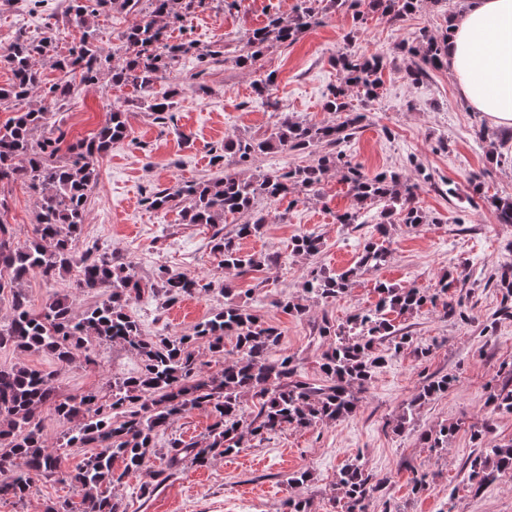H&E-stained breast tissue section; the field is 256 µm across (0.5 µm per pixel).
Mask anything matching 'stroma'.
<instances>
[{
	"label": "stroma",
	"mask_w": 512,
	"mask_h": 512,
	"mask_svg": "<svg viewBox=\"0 0 512 512\" xmlns=\"http://www.w3.org/2000/svg\"><path fill=\"white\" fill-rule=\"evenodd\" d=\"M296 0H242L228 11L223 0H208L206 8L188 17L179 39L204 47L220 41L224 57L219 63H202L187 57L175 67L166 83L179 91L171 119L157 122L151 112L138 107L137 92L113 86L109 76L81 86L58 118L68 140L91 138L112 103L126 105L128 135L99 160V176L91 187L80 252L91 248L121 256L142 280L166 265L211 282L209 291L174 302L144 294L131 302L129 312L147 336H184L196 324L224 306V269L212 251L213 226L181 223L178 212L154 210L145 199L152 192L172 188L186 180H203L218 173L211 157L225 138L234 134L270 132L283 111L310 123L340 122V114L325 112L323 104L342 81L333 59L338 53L382 56L379 95L365 101L351 93L353 111L366 115L364 126L345 144L344 151L367 174L396 170L415 185V204L426 223L390 225L379 237L376 224L382 204L362 210V223L341 224L337 215L352 209L353 200L340 172L323 180L318 196L295 191L293 206L285 203L258 208L268 216L260 236L240 242L243 251L276 253L277 267L237 277V302L279 329L280 348L293 357L299 375L311 382L322 378L320 357L329 343L318 334L323 324H345L357 311L373 308L375 286L384 281L401 288H425L439 277L466 273L468 280L452 294L463 317L444 316L441 307L425 306L394 323L411 333L432 353L418 359L411 351L379 349L385 363L376 370L353 417L309 428L290 427L243 444L237 453L217 457L204 467L187 464L173 472L156 489L140 491L141 477L133 475L107 488L125 512H283L291 499L306 501L308 512H336L337 485L342 469L363 464L382 478L367 512H512V470L498 474L481 492H473L464 468L476 444L470 425L486 428L487 441L512 443V414L496 411L488 402V384L502 362H512V317L495 319L506 296L497 273L512 265V224L498 223L492 198H512V149L503 150L505 129L487 115L467 106L447 69L432 71L423 82H413L416 64L404 44L419 32L440 35L463 0H426L419 11L392 22L380 16L324 8L318 25L304 31L287 47H274L257 61L255 69L237 63V45L252 29L264 26L274 14L290 15ZM66 0H0V50L18 35L42 37L53 30L58 53H66L78 31L65 18ZM273 75L278 109L263 105L253 93L255 73ZM484 130L476 139L475 130ZM313 153L276 152L256 156L248 165L225 159L223 167L240 169L250 177L272 170H289L313 163ZM432 181H424V174ZM479 176L482 195H475L471 176ZM7 220L16 240L32 234L38 197L22 184H12L6 194ZM287 213L280 221L279 213ZM301 234L320 238L319 254H294L291 242ZM383 239L389 250L387 263L353 278L345 295L322 301L307 298L303 282L313 267L342 272L354 266L365 242ZM76 276L69 273L52 281L30 275L23 288L28 308L40 312L50 294H68L77 310L97 304V297L79 292ZM299 303L302 313L277 308L276 300ZM495 324L487 332L486 324ZM95 360L83 355L62 364L48 352L22 353L0 348V365L24 363L31 369L52 372L60 397L95 393L104 396L112 379L139 375L140 357L119 344H97ZM454 378L448 391L413 405L412 399L433 375ZM411 409L412 426L393 432L391 423ZM213 418L195 409L185 413L159 435L148 467H166L170 439L193 442L207 436ZM457 430L446 448H430L423 431L444 425ZM305 471L303 485L288 481ZM424 477L423 492L413 480ZM80 502L79 487L54 480H36L23 501L0 497V512H44L47 504Z\"/></svg>",
	"instance_id": "obj_1"
}]
</instances>
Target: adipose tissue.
<instances>
[{
  "label": "adipose tissue",
  "instance_id": "1",
  "mask_svg": "<svg viewBox=\"0 0 512 512\" xmlns=\"http://www.w3.org/2000/svg\"><path fill=\"white\" fill-rule=\"evenodd\" d=\"M446 67L466 104L512 126V0H464Z\"/></svg>",
  "mask_w": 512,
  "mask_h": 512
}]
</instances>
